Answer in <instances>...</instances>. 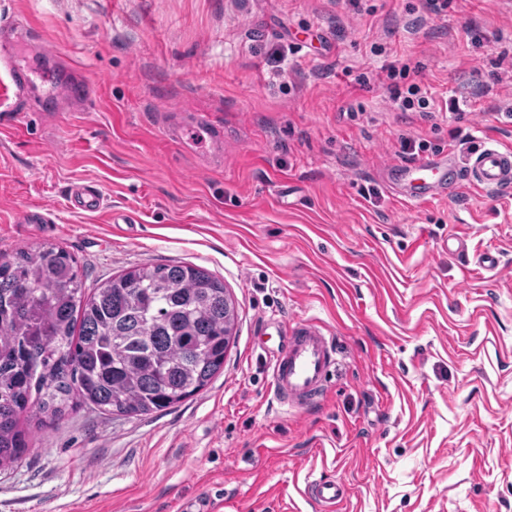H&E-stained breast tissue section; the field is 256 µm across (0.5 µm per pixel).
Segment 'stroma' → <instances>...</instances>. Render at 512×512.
Returning a JSON list of instances; mask_svg holds the SVG:
<instances>
[{
  "label": "stroma",
  "mask_w": 512,
  "mask_h": 512,
  "mask_svg": "<svg viewBox=\"0 0 512 512\" xmlns=\"http://www.w3.org/2000/svg\"><path fill=\"white\" fill-rule=\"evenodd\" d=\"M12 19L18 65L93 92L68 108L42 83L0 112V257L63 247L89 289L200 266L237 320L223 372L182 403L31 424L0 512H324L319 480L345 486L337 512H512V191L410 204L386 184L394 164L512 148V0H0ZM392 64L431 117L388 101ZM201 121L221 148L163 134ZM82 180L102 210L71 208ZM303 320L335 336L336 368L297 414L271 401L272 354Z\"/></svg>",
  "instance_id": "1"
}]
</instances>
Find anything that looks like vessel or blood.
<instances>
[{"label": "vessel or blood", "mask_w": 512, "mask_h": 512, "mask_svg": "<svg viewBox=\"0 0 512 512\" xmlns=\"http://www.w3.org/2000/svg\"><path fill=\"white\" fill-rule=\"evenodd\" d=\"M13 22L0 24V71L7 77L4 90L0 91V110L14 111L18 103L34 90L35 82L30 70L14 65V42L8 33ZM220 133L200 122L180 131L178 142L192 147L208 141H217ZM454 166L448 156L423 159L417 163L393 165L390 175L402 186L407 202L415 203L431 198L435 189L458 187L461 181L489 192L512 188V150L495 145H483L468 158L464 178L449 177ZM103 191L97 183L82 182L72 185L69 202L73 209L84 212L98 211L102 205ZM333 339L314 322L305 321L293 328L281 349L274 366L273 399L284 410L306 409L317 404L334 364ZM314 498L327 507L336 505L344 496L341 484L318 481L312 484Z\"/></svg>", "instance_id": "b4317fda"}]
</instances>
